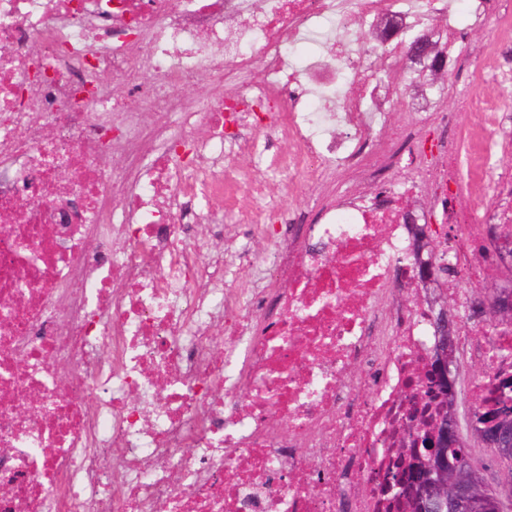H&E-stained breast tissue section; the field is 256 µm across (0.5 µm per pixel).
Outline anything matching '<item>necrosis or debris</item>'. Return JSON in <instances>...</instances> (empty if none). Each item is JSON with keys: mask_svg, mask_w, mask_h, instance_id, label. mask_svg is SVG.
Masks as SVG:
<instances>
[{"mask_svg": "<svg viewBox=\"0 0 512 512\" xmlns=\"http://www.w3.org/2000/svg\"><path fill=\"white\" fill-rule=\"evenodd\" d=\"M436 21L499 95L407 112L405 39ZM470 25L469 50L452 0H0V512H396L442 350L429 273L465 419L512 404V323L484 315L512 266V9ZM241 153L267 176L228 180ZM237 189L264 253L215 246Z\"/></svg>", "mask_w": 512, "mask_h": 512, "instance_id": "1", "label": "necrosis or debris"}]
</instances>
